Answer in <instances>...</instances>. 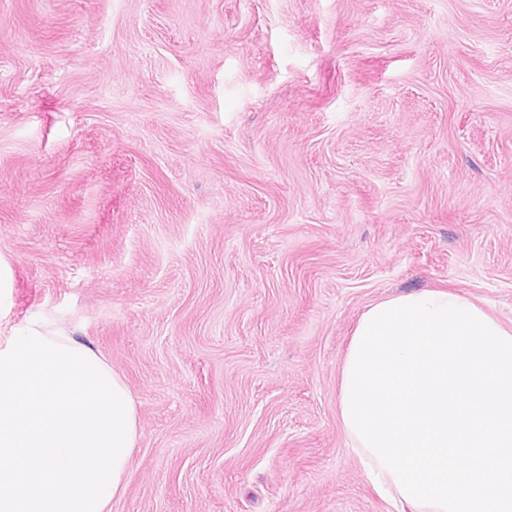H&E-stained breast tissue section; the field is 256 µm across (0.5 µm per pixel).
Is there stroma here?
I'll return each mask as SVG.
<instances>
[{"label":"stroma","mask_w":512,"mask_h":512,"mask_svg":"<svg viewBox=\"0 0 512 512\" xmlns=\"http://www.w3.org/2000/svg\"><path fill=\"white\" fill-rule=\"evenodd\" d=\"M424 289L512 328V0H0V336L122 377L111 512H389L340 365Z\"/></svg>","instance_id":"obj_1"}]
</instances>
